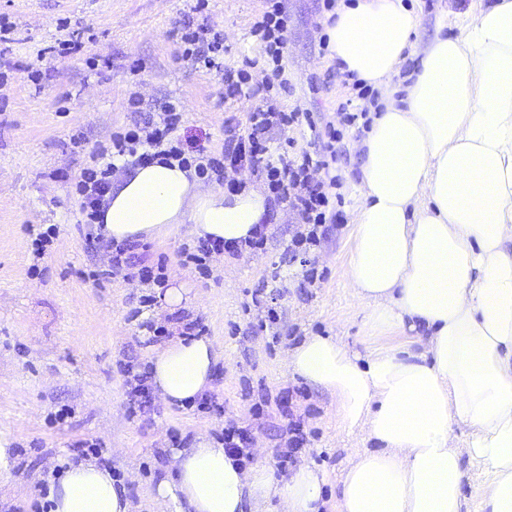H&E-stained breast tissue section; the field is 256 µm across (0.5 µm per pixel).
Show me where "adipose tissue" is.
Returning a JSON list of instances; mask_svg holds the SVG:
<instances>
[{"mask_svg": "<svg viewBox=\"0 0 512 512\" xmlns=\"http://www.w3.org/2000/svg\"><path fill=\"white\" fill-rule=\"evenodd\" d=\"M418 26L404 0H349L328 28L343 73L378 86L399 71ZM361 148L364 201L348 277L375 335L413 332L418 349L361 357L331 336L293 348L287 367L336 399L345 429L375 450L355 453L337 512H462L466 460L488 474L485 512H512V0H495L458 37L425 49L403 104L375 118ZM268 210L266 195L203 186L178 162L132 168L102 216L115 242L187 224L198 238L241 242ZM217 353L206 337L151 349L152 385L165 404L210 387ZM470 431L456 447L454 425ZM325 478L307 466L276 479L198 434L171 449L154 501L168 512H321ZM51 512H131L97 461L62 466Z\"/></svg>", "mask_w": 512, "mask_h": 512, "instance_id": "obj_1", "label": "adipose tissue"}]
</instances>
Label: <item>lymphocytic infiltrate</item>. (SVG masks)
Masks as SVG:
<instances>
[{
    "instance_id": "f902f5d3",
    "label": "lymphocytic infiltrate",
    "mask_w": 512,
    "mask_h": 512,
    "mask_svg": "<svg viewBox=\"0 0 512 512\" xmlns=\"http://www.w3.org/2000/svg\"><path fill=\"white\" fill-rule=\"evenodd\" d=\"M252 33L263 43L266 62L273 75L272 82L263 85L251 84L243 70L224 66V36L208 23L185 26L181 33L182 57L221 74L227 97L253 101L246 133L228 132L223 151L217 155L209 153L201 144L177 137L176 131L182 122V105L168 100L161 104L157 114L144 122L114 133L112 152L119 157H131L136 166L158 158L173 160L182 167L194 169L201 178L219 183L224 180L226 167L249 166L265 184L271 204L288 205L297 215L299 225L289 250L298 256L317 245L321 227L340 221L330 195L338 179L328 173L329 160L336 155V133L327 130V141L322 149L303 153L301 159L273 155L268 145L269 132L277 127L292 126L300 118L299 113L281 111L268 102L273 88L284 90L288 87L282 67L288 33L286 0H265V11L260 21L253 25ZM115 169L114 162L101 160L83 168L75 179L73 189L80 200L85 223H98L105 198L112 189ZM318 171L323 174L319 180L314 177Z\"/></svg>"
}]
</instances>
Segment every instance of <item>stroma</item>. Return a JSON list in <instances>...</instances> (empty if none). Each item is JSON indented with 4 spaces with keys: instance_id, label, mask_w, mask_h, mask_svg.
<instances>
[{
    "instance_id": "35a3bbf8",
    "label": "stroma",
    "mask_w": 512,
    "mask_h": 512,
    "mask_svg": "<svg viewBox=\"0 0 512 512\" xmlns=\"http://www.w3.org/2000/svg\"><path fill=\"white\" fill-rule=\"evenodd\" d=\"M419 18L399 73L377 88L375 99L353 105L377 116L407 96L421 50L435 36L457 37L486 0H405ZM0 0V16L15 26V40L1 58L9 65L0 88V432L15 437L13 461L0 472V512H33L44 504L59 463L80 461L94 442L121 483L133 512H163L151 497L165 451L186 447L198 432L221 439L225 427L245 428L248 463L277 467L286 428L297 421L307 443L294 457L326 478L324 512H336V494L358 450L375 448L365 431L343 430L336 400L292 377L288 350L310 335L333 336L355 353L375 346H403V335L370 336L366 309L348 281L352 229L362 203V157L357 141L369 130L344 129L343 153L331 164L344 224L330 227L307 258L318 273L290 261L286 248L298 219L276 207L264 250L212 255L208 274L183 262L195 245L186 232L143 241L146 265L165 267L163 285L184 284L191 301L182 314L201 321L217 350L208 390L209 408L167 406L151 394L149 407L130 410L135 375L148 370L147 344L164 343L180 323L171 321L160 286L123 275L93 280L107 269L112 248L98 225L84 223L68 179L111 145L115 131L142 121L155 105L184 106L178 136L218 153L226 130L245 132L250 101L228 98L219 75L182 59L176 34L197 15L224 35V62L248 70L252 84L268 81L261 43L251 33L263 0ZM321 0H287L288 45L283 58L289 91L273 89V102L301 114L299 124L270 132L273 151L290 158L314 151V128L336 123L345 102V78L331 51L321 50L329 15ZM88 35L80 54L51 62L41 85L28 68L61 36V22ZM139 111H131L129 98ZM55 228L43 257L33 235ZM261 293V305L252 302ZM153 295L144 306L141 296ZM167 335H148L147 325ZM64 420H56L59 410Z\"/></svg>"
}]
</instances>
